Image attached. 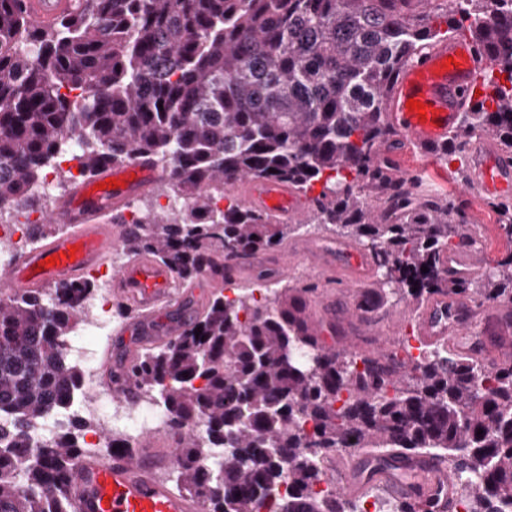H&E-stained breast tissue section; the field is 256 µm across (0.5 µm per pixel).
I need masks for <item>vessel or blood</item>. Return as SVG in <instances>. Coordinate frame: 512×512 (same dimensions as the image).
Returning a JSON list of instances; mask_svg holds the SVG:
<instances>
[{
  "label": "vessel or blood",
  "mask_w": 512,
  "mask_h": 512,
  "mask_svg": "<svg viewBox=\"0 0 512 512\" xmlns=\"http://www.w3.org/2000/svg\"><path fill=\"white\" fill-rule=\"evenodd\" d=\"M86 0H26L32 18L49 25L60 17L80 12ZM455 58L446 67L447 58ZM479 46L469 38L451 36L431 52L405 65L389 95L385 118L394 133L378 154L394 161L396 144L405 141L419 149L442 142L454 130L468 101L477 95L482 68ZM427 106L426 119L408 109V99ZM161 170L147 157L118 167L105 165L77 185L60 201L48 220L66 226V233L54 235L38 248L21 255L6 272L0 273V287L11 290H37L70 281L100 264L120 242L112 214L145 192L161 177ZM110 179L118 188H107ZM470 181L482 193L499 198L512 197V152L492 140H485L475 156ZM241 187L246 201L273 215L295 219L300 215L298 195L288 184L248 177ZM328 262L322 271L327 279L342 281L349 288L371 282V254L339 242L328 249ZM57 257L49 265V257ZM486 261L484 250L465 241L459 251L444 260L450 280L474 276ZM118 294L141 312L140 332L146 336L182 330L193 315L189 301L171 304L169 298L176 280L170 269L145 255L118 269L113 278ZM416 334L425 342L448 340L470 358L485 364L512 359V309L493 303H476L466 297L441 292L425 301L414 315ZM481 325L483 334L474 338L470 330ZM125 359L106 360L103 374L114 375V391L133 396L135 387L127 374ZM153 449L136 453L113 451L111 459L85 458L78 462L69 491L78 512H199L198 503L173 490L155 472ZM339 492L355 495L365 481L389 488L407 501L413 512H442L456 495V485L447 463L428 455L410 454L400 460L381 463L375 455L358 450L343 466L333 471Z\"/></svg>",
  "instance_id": "b4317fda"
}]
</instances>
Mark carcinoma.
<instances>
[{"instance_id":"obj_1","label":"carcinoma","mask_w":512,"mask_h":512,"mask_svg":"<svg viewBox=\"0 0 512 512\" xmlns=\"http://www.w3.org/2000/svg\"><path fill=\"white\" fill-rule=\"evenodd\" d=\"M399 2L87 0L44 28L26 0H0V213L39 208L41 174L76 134L85 177L142 155L166 172L184 205L123 224L120 246L180 280L320 224L373 250L374 296L391 307L412 312L443 290L512 307V254L477 280L448 282L443 257L464 225L378 160L400 69L450 35L478 44L492 94L461 112L434 154L462 166L463 139L512 148V0H448L420 14ZM246 177L322 190L299 224L242 201L214 207ZM367 190L399 191L397 215L364 203ZM91 291L89 280L0 290V512H76L70 475L98 425L74 415L38 443L32 428L67 410L81 383L67 340ZM310 292L221 293L130 364L179 436L176 488L204 512H357L326 485L324 462L369 448L447 461L458 487L448 512H512V364L446 342L405 339L387 357L327 347L303 316Z\"/></svg>"}]
</instances>
